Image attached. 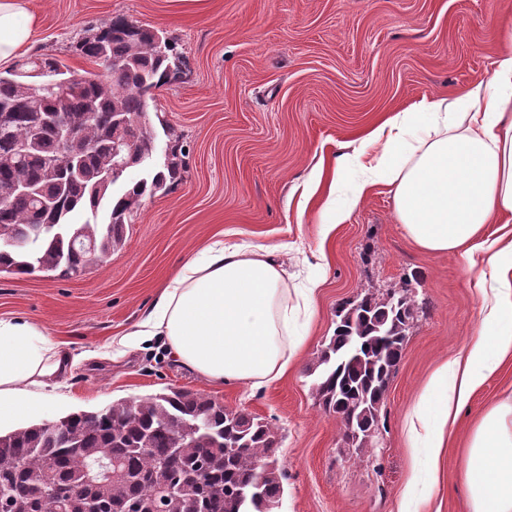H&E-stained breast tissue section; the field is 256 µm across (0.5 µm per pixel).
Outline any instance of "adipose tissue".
Instances as JSON below:
<instances>
[{"mask_svg":"<svg viewBox=\"0 0 512 512\" xmlns=\"http://www.w3.org/2000/svg\"><path fill=\"white\" fill-rule=\"evenodd\" d=\"M28 0H0V66L34 40ZM504 52L491 78L454 97L421 101L370 129L351 162L352 203L376 184L389 187L398 224L422 252L456 254L469 267L485 264L491 289L481 329L466 348L429 377L413 407L418 422L435 415L426 433L440 451L473 395L512 362V25L501 32ZM496 225L487 239V225ZM273 249L210 240L168 281L150 311L124 338L133 348L161 337L181 364L216 383L253 386L279 380L293 357L291 327L313 314L314 287L299 302ZM75 360L45 328L0 315V423L31 413L36 399L57 390ZM460 478L471 512H512V399L481 412L465 446Z\"/></svg>","mask_w":512,"mask_h":512,"instance_id":"adipose-tissue-1","label":"adipose tissue"}]
</instances>
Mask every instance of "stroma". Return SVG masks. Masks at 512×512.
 <instances>
[{
	"instance_id": "35a3bbf8",
	"label": "stroma",
	"mask_w": 512,
	"mask_h": 512,
	"mask_svg": "<svg viewBox=\"0 0 512 512\" xmlns=\"http://www.w3.org/2000/svg\"><path fill=\"white\" fill-rule=\"evenodd\" d=\"M40 27L29 56L90 69L75 45L115 20L161 30L181 76L151 104L172 129L180 175L145 201L117 251L70 278L0 273V314L46 326L79 361L63 396L28 423L96 412L167 387L200 390L257 415L282 437L288 472L276 512H397L427 451L408 430L430 375L480 328L482 296L460 257L410 241L378 185L346 223H323L324 191L309 193L321 160L354 154L367 130L422 100L487 81L502 51L497 23L512 0H30ZM278 246L289 286L317 277L315 312L299 322L298 350L278 381L215 384L160 339L124 352L120 341L181 263L214 235ZM410 282L419 305L391 377L376 444L355 452L312 393L310 370L339 304ZM461 441L444 448L429 512H470L459 480Z\"/></svg>"
}]
</instances>
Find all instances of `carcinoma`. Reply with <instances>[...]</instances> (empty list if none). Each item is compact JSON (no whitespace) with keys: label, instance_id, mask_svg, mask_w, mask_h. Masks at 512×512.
Returning <instances> with one entry per match:
<instances>
[{"label":"carcinoma","instance_id":"cac0c4a2","mask_svg":"<svg viewBox=\"0 0 512 512\" xmlns=\"http://www.w3.org/2000/svg\"><path fill=\"white\" fill-rule=\"evenodd\" d=\"M77 53L95 65L74 70L54 57H34L0 72V187L35 184L48 205L14 196L0 207V272L77 276L122 246L126 224L145 198L164 193L179 175L173 151L159 163L158 133L149 124L127 140V156L141 175L106 183L112 136L127 134L149 115L154 92L181 73L182 60L162 33L118 20L81 38ZM66 113L79 132L72 144L79 170L46 169L57 152L49 120ZM38 136L16 158L19 142ZM86 215L76 224L73 217ZM95 244L90 257L73 239ZM416 312L410 284L382 297L367 293L336 308V327L312 371L313 393L336 416L352 445H370L364 425H379L382 382L396 370ZM281 438L272 424L224 407L191 389L112 402L0 432V512H154L158 489L170 490L160 512H274L287 478L279 462ZM117 460L93 485L88 471Z\"/></svg>","mask_w":512,"mask_h":512}]
</instances>
